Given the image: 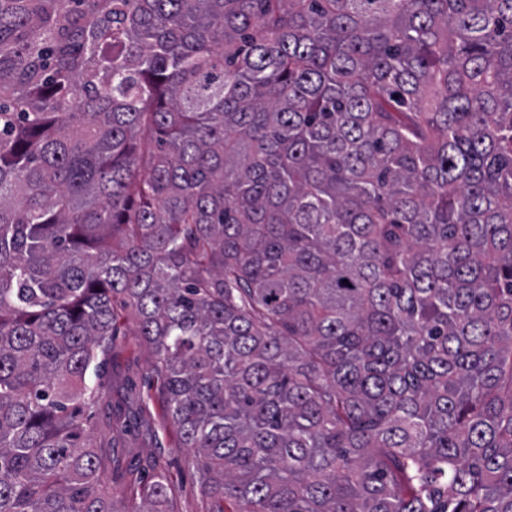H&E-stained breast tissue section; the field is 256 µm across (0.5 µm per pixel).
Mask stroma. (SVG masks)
Segmentation results:
<instances>
[{"mask_svg":"<svg viewBox=\"0 0 512 512\" xmlns=\"http://www.w3.org/2000/svg\"><path fill=\"white\" fill-rule=\"evenodd\" d=\"M105 356L100 398L89 424L91 443L104 454L100 476L121 493L129 475L165 471L173 487L174 512H211L198 471L177 432L163 419L161 387L152 375V355L133 323L119 318Z\"/></svg>","mask_w":512,"mask_h":512,"instance_id":"35a3bbf8","label":"stroma"}]
</instances>
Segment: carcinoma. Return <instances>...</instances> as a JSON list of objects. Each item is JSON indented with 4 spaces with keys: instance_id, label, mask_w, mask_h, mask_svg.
<instances>
[{
    "instance_id": "obj_1",
    "label": "carcinoma",
    "mask_w": 512,
    "mask_h": 512,
    "mask_svg": "<svg viewBox=\"0 0 512 512\" xmlns=\"http://www.w3.org/2000/svg\"><path fill=\"white\" fill-rule=\"evenodd\" d=\"M119 305L212 512H512V0H0V512H169ZM117 326L89 424L91 444L103 448L102 482L121 493L126 491L130 472L139 479L153 469L163 470L173 487L174 512H208L213 504L201 490L197 467L188 449L179 448L177 432L164 422L151 352L124 313ZM114 421L123 423L126 430H116Z\"/></svg>"
}]
</instances>
